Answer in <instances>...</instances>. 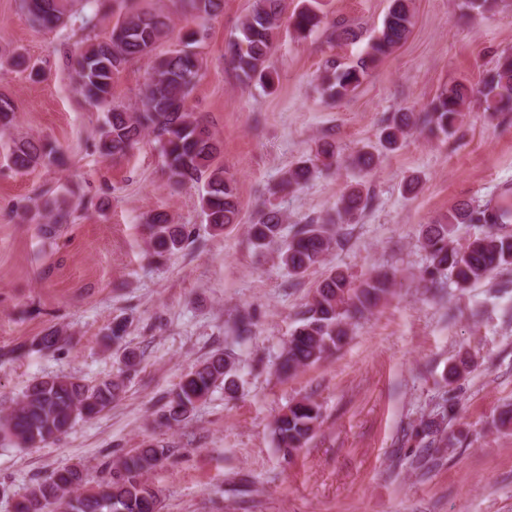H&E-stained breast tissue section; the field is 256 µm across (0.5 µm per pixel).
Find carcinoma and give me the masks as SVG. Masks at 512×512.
<instances>
[{"instance_id":"obj_1","label":"carcinoma","mask_w":512,"mask_h":512,"mask_svg":"<svg viewBox=\"0 0 512 512\" xmlns=\"http://www.w3.org/2000/svg\"><path fill=\"white\" fill-rule=\"evenodd\" d=\"M409 2L391 0L381 30L357 61H325L321 85L329 99L339 100L353 93L377 61L407 39L412 26ZM462 5L469 16H482L493 8L492 0H462ZM181 7L201 27L224 11V0H181ZM19 8L32 25L41 29L63 31L76 25L81 30L93 31L109 16L111 5L109 0H19ZM282 12L283 0H254L251 12L241 22L234 39L227 43L225 53L243 84H258L265 90L274 88L268 58L275 47ZM324 18L321 0H302L290 17V26L297 36L305 38L324 23ZM171 30L172 20L161 10L131 6L119 13L107 38L69 56L76 90L103 112L97 130L103 155L124 157L144 135H153L169 178L176 185H201L203 221L222 232L226 226L239 223L240 201L234 181L224 169L222 142L188 109L189 97L201 77L202 58L196 51L200 31L188 29L180 37L178 47L156 53L157 44ZM132 62L147 64L148 81L140 88L134 105H116L112 101V82ZM475 106L485 112H512V50L497 55L494 67L479 85L459 82L441 90L424 115L394 113L382 128L380 144L385 151L394 152L409 132L420 125L434 136L448 140L455 136L464 109ZM14 113L13 101L1 93L0 135L10 132ZM58 154V148L46 139L18 137L11 139L6 162L9 169L22 173L60 161ZM337 159L336 145L324 142L315 156L283 174L279 188H299L314 176L318 165L329 167ZM378 159L379 156L362 148L349 157V164L369 171ZM368 204L369 194L361 185L351 187L336 205V223L356 222ZM22 215L28 222L41 225L42 232L50 236L61 225L70 223L73 211L62 194L43 196L22 206ZM511 223V206L457 202L448 214L425 225L424 276L430 281L449 278L456 287L468 288L497 271L511 269L512 234L499 230L500 225ZM283 224L279 211L262 212L249 225L253 246L261 250L277 241ZM464 224H480L484 230L459 244L455 232ZM144 227L152 253L160 260L191 242L192 231L188 226L174 223L164 212L150 215ZM333 244L326 223L307 224L288 240L278 258L289 274L298 276L323 264ZM391 287L385 273L375 272L355 282L341 272H331L313 290L300 324L278 357L277 372L291 375L340 349L349 338L351 320L371 312L391 294ZM67 343L68 337L62 331L51 329L30 344L10 350L6 356L19 357L33 349L54 352ZM122 363L121 375L95 384L71 375L33 380L21 398L0 415V438L19 448L35 447L68 433L80 419L96 417L122 392L123 375L135 370L138 357L126 350ZM236 377L235 361L230 355L212 354L183 376L159 415L160 425L172 428L185 423L197 404L218 384H224L226 391L234 390ZM454 407L455 396L448 390L443 397L442 418L420 421L414 437L427 448L451 441V436L445 435L443 423ZM321 420V406L309 398L290 403L276 417L272 430L284 458H292L309 442ZM164 455L165 446L148 444L130 455L106 461L102 463L96 487L86 493L79 492L84 483L80 469L59 468L48 478L28 486L16 499L15 512H44L51 506L64 512H161L159 494L151 486L148 474Z\"/></svg>"}]
</instances>
